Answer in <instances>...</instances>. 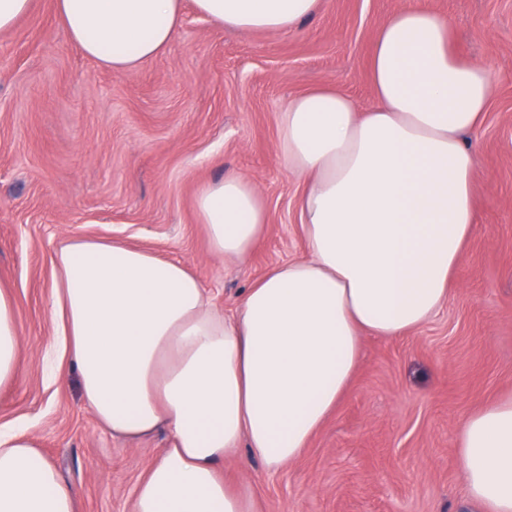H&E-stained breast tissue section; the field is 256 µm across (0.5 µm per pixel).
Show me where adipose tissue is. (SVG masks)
Instances as JSON below:
<instances>
[{
    "label": "adipose tissue",
    "mask_w": 512,
    "mask_h": 512,
    "mask_svg": "<svg viewBox=\"0 0 512 512\" xmlns=\"http://www.w3.org/2000/svg\"><path fill=\"white\" fill-rule=\"evenodd\" d=\"M193 3L227 30L291 32L323 0ZM55 5L87 58L124 73L168 47L183 0ZM370 80V109L318 87L280 112L279 157L307 177L306 255L271 267L233 315L185 263L152 250L90 239L55 247V371L76 368L85 405L113 437L164 429L172 439L138 484L134 512H256L250 487L220 470L225 453L248 443L274 471L295 460L347 392L364 334L405 336L449 300L477 229L468 136L491 78L458 55L446 17L409 0L377 33ZM195 209L211 250L227 258L248 254L267 224L236 175L201 187ZM19 347L0 291V386L15 377ZM457 448L470 501L512 512V397L473 412ZM0 512H75L72 489L24 428L0 434Z\"/></svg>",
    "instance_id": "obj_1"
}]
</instances>
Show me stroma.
I'll list each match as a JSON object with an SVG mask.
<instances>
[{
    "label": "stroma",
    "mask_w": 512,
    "mask_h": 512,
    "mask_svg": "<svg viewBox=\"0 0 512 512\" xmlns=\"http://www.w3.org/2000/svg\"><path fill=\"white\" fill-rule=\"evenodd\" d=\"M419 2L448 18L458 53L493 83L472 135L478 231L430 321L397 339L365 337L348 393L293 462L271 471L247 448L225 455V477L251 487L256 512H468L459 429L512 395V0ZM405 3L324 0L291 33L227 31L189 5L166 50L128 73L87 59L54 0H32L0 33V289L21 336L0 429L27 427L77 512H132L171 438H114L86 408L76 370L46 378L55 246L114 239L181 260L231 309L268 268L305 255V179L280 161L279 113L324 86L370 107L376 31ZM229 174L250 181L268 217L238 259L210 250L194 207L204 184Z\"/></svg>",
    "instance_id": "stroma-1"
}]
</instances>
